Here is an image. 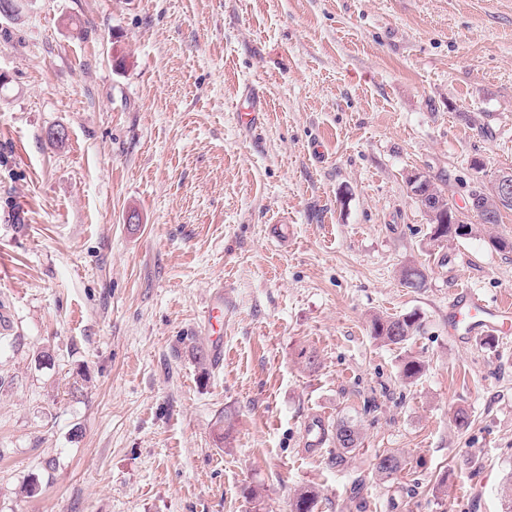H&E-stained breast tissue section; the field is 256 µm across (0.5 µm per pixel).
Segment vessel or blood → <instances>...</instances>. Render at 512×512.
Here are the masks:
<instances>
[{"instance_id": "obj_1", "label": "vessel or blood", "mask_w": 512, "mask_h": 512, "mask_svg": "<svg viewBox=\"0 0 512 512\" xmlns=\"http://www.w3.org/2000/svg\"><path fill=\"white\" fill-rule=\"evenodd\" d=\"M203 319L208 328L217 330L224 320V292L216 290ZM448 333L458 339L468 336L512 333V302L490 304L471 290H459L448 301ZM327 439L323 418L311 415L304 425V445L309 450L321 448Z\"/></svg>"}]
</instances>
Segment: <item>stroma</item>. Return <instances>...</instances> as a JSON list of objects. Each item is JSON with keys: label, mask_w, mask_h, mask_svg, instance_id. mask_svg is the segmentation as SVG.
I'll return each instance as SVG.
<instances>
[{"label": "stroma", "mask_w": 512, "mask_h": 512, "mask_svg": "<svg viewBox=\"0 0 512 512\" xmlns=\"http://www.w3.org/2000/svg\"><path fill=\"white\" fill-rule=\"evenodd\" d=\"M510 169L512 0L0 14V512H288L304 486L315 512H505L512 336L454 340L448 299L512 300V211L432 241L406 175L462 208ZM410 311L407 344L373 338ZM313 413L358 421L343 465L303 448ZM204 322L208 329H212L214 332L218 331L222 327L224 322V290H216L211 299L208 309L205 311L203 316ZM375 473L381 479L392 478L405 468L404 458L396 453H387L376 457Z\"/></svg>", "instance_id": "1"}]
</instances>
